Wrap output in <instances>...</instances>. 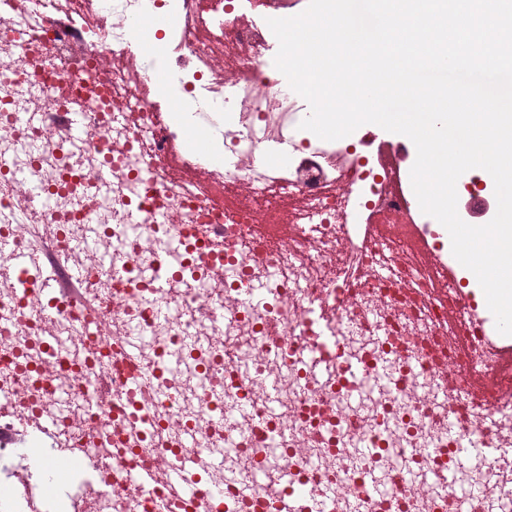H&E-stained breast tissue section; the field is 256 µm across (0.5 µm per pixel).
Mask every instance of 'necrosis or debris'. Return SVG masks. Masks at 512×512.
<instances>
[{"instance_id":"obj_1","label":"necrosis or debris","mask_w":512,"mask_h":512,"mask_svg":"<svg viewBox=\"0 0 512 512\" xmlns=\"http://www.w3.org/2000/svg\"><path fill=\"white\" fill-rule=\"evenodd\" d=\"M287 13L288 0H43L36 12L30 0H0V236L29 250L55 226L56 254L87 272L46 303L17 286L0 255V512H44L33 494L44 466L88 474L70 512H153L166 487L124 484L120 467L160 472L188 457L203 465L199 485L172 498L171 512H211L216 484L231 512H267L295 492L360 512H512V479L496 464L512 440V400L501 395L512 375L471 393V365L444 321L456 308L480 343L460 281L430 298L421 268L399 262L401 240L357 243L356 225L375 213L431 218L372 129L336 141L301 129L308 103L269 71L267 21ZM161 18L155 53L172 62L164 89L137 40ZM171 96L207 115L194 150L175 151L181 131L162 119ZM76 106L87 133L69 140L59 123ZM29 110L41 119L17 124ZM281 142L287 164L263 166L260 150ZM173 154L207 180L169 177ZM239 192L251 207L234 204ZM275 200L293 205L283 239L261 232ZM87 242L100 257L84 259ZM352 249L357 281L340 272ZM255 287L262 304H242ZM305 348L329 363L359 359L375 385L356 399L349 380L312 382ZM137 375L141 386L129 388ZM242 400L248 414L225 424ZM452 409L462 430L495 439L476 474L486 497L442 489L456 464ZM49 413L51 446L29 433ZM187 426L197 431L190 447ZM259 466L293 480L259 486ZM374 473L387 492L363 500Z\"/></svg>"}]
</instances>
